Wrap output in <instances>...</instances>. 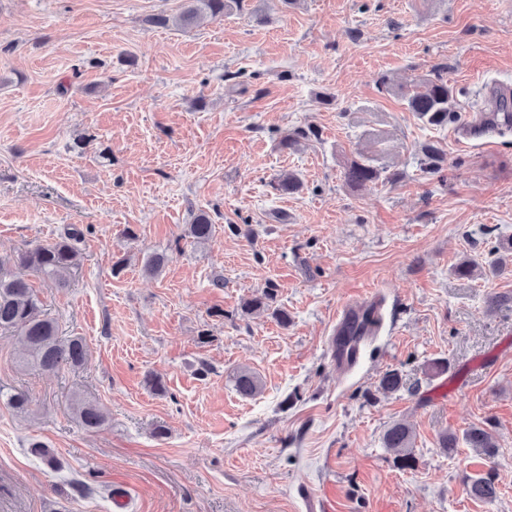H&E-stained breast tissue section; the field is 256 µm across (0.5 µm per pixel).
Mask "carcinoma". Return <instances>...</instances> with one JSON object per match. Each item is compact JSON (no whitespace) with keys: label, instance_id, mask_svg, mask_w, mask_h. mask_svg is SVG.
<instances>
[{"label":"carcinoma","instance_id":"cac0c4a2","mask_svg":"<svg viewBox=\"0 0 512 512\" xmlns=\"http://www.w3.org/2000/svg\"><path fill=\"white\" fill-rule=\"evenodd\" d=\"M244 0H187L180 14V21L189 25L199 16L222 18L234 9L241 10ZM401 96L407 102L410 111L414 112L425 124L434 127L448 125L451 119L449 103L452 99V88L448 78L440 69H435L434 76L421 79L410 88L400 89ZM316 135L313 128L297 129L280 140V148L291 149L301 139ZM446 162L445 151L437 144H429L423 148L420 170L426 175L440 173ZM381 177V172L374 167L353 160L343 172L345 184L353 191H358ZM301 181L294 175H284L274 184L273 188L281 194H294L300 190ZM213 232V224L205 213L198 214L192 224L187 227V234L201 242L208 240ZM81 232L72 228L65 236L53 243L38 244L19 258L20 266L29 269L45 278L56 281L59 285L67 284L68 277L76 266L77 251L74 241ZM247 313L257 310L272 311L275 319L284 327L288 326V311L277 305L276 286L267 284L262 293L243 305ZM381 319L375 317V308L368 309L362 316L350 340L360 342L368 336L376 334L375 327ZM12 329L22 337L27 353L19 361L26 367L34 365L45 372H53L63 366L77 367L86 357V346L82 338L74 336L63 339L58 336L55 324L46 319L41 310V303L34 289L22 277H5L0 274V329ZM402 386V376L396 370L385 372L379 379L378 388L385 393L397 392ZM235 389L243 397L256 395L261 389L259 377L249 369L237 371ZM73 412L88 429H97L106 423V416L99 406L81 396L72 399ZM465 442L472 448H479L484 455H495L496 445L487 430L481 426H472L465 432ZM385 446L395 453L398 468L405 470L414 467L413 432L402 422L393 423L384 434ZM469 493L471 497L492 501L497 497L498 485L491 474L481 475L471 480Z\"/></svg>","mask_w":512,"mask_h":512}]
</instances>
